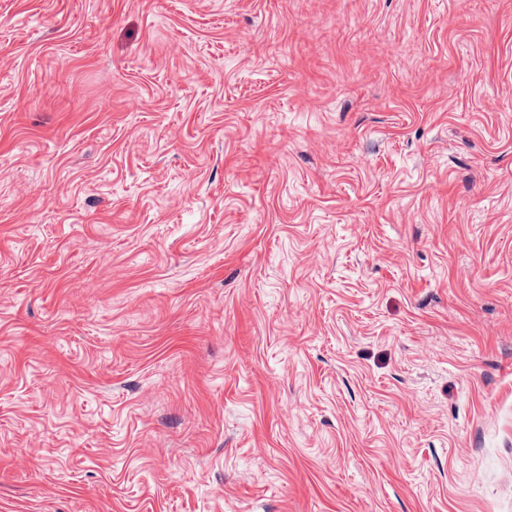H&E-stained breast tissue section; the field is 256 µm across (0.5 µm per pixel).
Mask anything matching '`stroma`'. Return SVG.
I'll use <instances>...</instances> for the list:
<instances>
[{"label":"stroma","instance_id":"obj_1","mask_svg":"<svg viewBox=\"0 0 512 512\" xmlns=\"http://www.w3.org/2000/svg\"><path fill=\"white\" fill-rule=\"evenodd\" d=\"M0 512H512V0H0Z\"/></svg>","mask_w":512,"mask_h":512}]
</instances>
